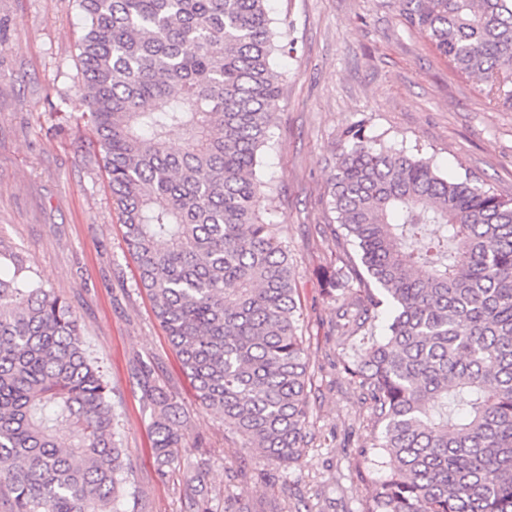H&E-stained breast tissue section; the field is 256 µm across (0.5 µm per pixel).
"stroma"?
<instances>
[{
	"label": "stroma",
	"instance_id": "1",
	"mask_svg": "<svg viewBox=\"0 0 512 512\" xmlns=\"http://www.w3.org/2000/svg\"><path fill=\"white\" fill-rule=\"evenodd\" d=\"M294 50L275 56L283 93L264 157L266 201L297 276L306 353L317 376L310 396L316 439L302 466L245 455L221 416L196 401L180 361L135 283L118 211L96 155L61 114L81 95L75 45L84 20L70 0H0V238L71 302L87 345L110 383L119 440L136 466L139 512H182L181 476L160 478L139 367L191 414L182 454L210 458L218 501L276 497L280 512H360L379 473L361 444L382 427L340 371L337 305L320 274L330 259L322 226L332 223L328 176L342 131L363 127L381 145L430 158L442 174L472 171L484 189L512 198V108L485 83L458 73L402 19L396 0H269ZM241 466L246 480L225 469ZM298 484L303 498H289Z\"/></svg>",
	"mask_w": 512,
	"mask_h": 512
}]
</instances>
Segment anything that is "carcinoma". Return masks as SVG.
Segmentation results:
<instances>
[{
  "label": "carcinoma",
  "instance_id": "obj_1",
  "mask_svg": "<svg viewBox=\"0 0 512 512\" xmlns=\"http://www.w3.org/2000/svg\"><path fill=\"white\" fill-rule=\"evenodd\" d=\"M267 0H73L79 112L94 134L137 288L205 408L242 448L301 464L313 377L288 245L262 202L280 86ZM405 22L512 106V0H399ZM180 128L184 146L167 145ZM337 227L324 272L344 346L387 333L343 372L382 436L361 512H512V200L345 129L329 174ZM158 473L214 512L211 464L180 454L188 411L141 366ZM112 388L69 301L0 239V508L120 512L139 497Z\"/></svg>",
  "mask_w": 512,
  "mask_h": 512
}]
</instances>
